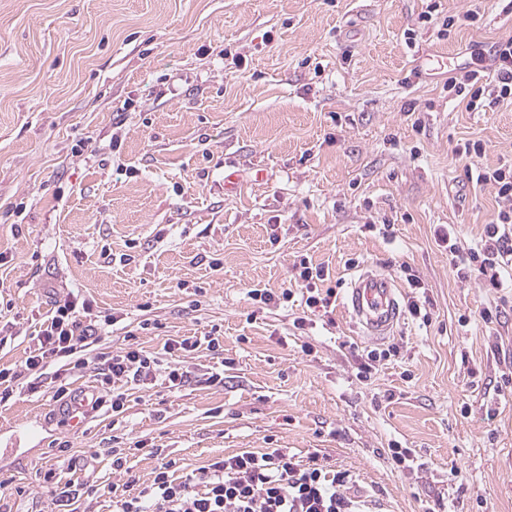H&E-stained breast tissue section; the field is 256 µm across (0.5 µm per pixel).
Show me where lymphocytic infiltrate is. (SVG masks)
Here are the masks:
<instances>
[{
    "mask_svg": "<svg viewBox=\"0 0 512 512\" xmlns=\"http://www.w3.org/2000/svg\"><path fill=\"white\" fill-rule=\"evenodd\" d=\"M476 181L493 185L498 199L497 214L486 225L479 247L463 249L458 231L451 224L438 225L435 240L447 249L458 279H467L476 272L485 287L498 289L503 272L512 267V164L477 170ZM293 271L306 308L331 307L336 290L326 284L328 268L303 257L294 262ZM89 311V304L80 302L77 295L56 297L40 326L37 348L20 364L0 368V402L13 395L18 380L35 374L47 363L65 361L67 378L84 372L92 363L100 375L98 403L110 406L113 415L118 416L125 411V386L151 384L160 355L173 358L167 378L177 388L189 380L188 372L176 362L179 353L220 349L218 338L183 336L167 339L159 355L140 347H105L90 363L81 358L82 348L88 338L106 335L116 319L108 316L102 322L87 324L83 318ZM170 468V463L161 464L152 482L135 493L122 494L117 486H110V493L119 496L118 512H367L365 501L348 491V473L328 472L317 458L302 462L278 448L266 452L245 450L218 459L182 480L173 478Z\"/></svg>",
    "mask_w": 512,
    "mask_h": 512,
    "instance_id": "obj_1",
    "label": "lymphocytic infiltrate"
}]
</instances>
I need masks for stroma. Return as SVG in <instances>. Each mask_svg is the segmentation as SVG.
Masks as SVG:
<instances>
[{
	"instance_id": "35a3bbf8",
	"label": "stroma",
	"mask_w": 512,
	"mask_h": 512,
	"mask_svg": "<svg viewBox=\"0 0 512 512\" xmlns=\"http://www.w3.org/2000/svg\"><path fill=\"white\" fill-rule=\"evenodd\" d=\"M508 37L512 0H0V367L36 348L70 289L116 317L112 348L215 336L221 351L184 366L224 373L129 389L122 418L103 408L74 431L47 367L43 392L0 403L8 512H65L44 480L62 440L61 479L94 486L91 512H115L108 487L149 484L162 459L184 477L269 448L348 472L374 512H512V270L497 291L458 280L434 239L453 224L475 246L494 218V188L465 172L512 161V99L471 112L445 75H414L431 53L480 67ZM467 139L485 148L470 161ZM302 255L338 299L299 331L300 297L258 310L249 291L294 288ZM362 266L429 298V322L360 336L343 300ZM488 305L497 323L459 326ZM391 346L359 380L362 355ZM140 440L162 457L114 467V444ZM393 441L417 469L392 466Z\"/></svg>"
}]
</instances>
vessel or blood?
I'll list each match as a JSON object with an SVG mask.
<instances>
[{
    "label": "vessel or blood",
    "mask_w": 512,
    "mask_h": 512,
    "mask_svg": "<svg viewBox=\"0 0 512 512\" xmlns=\"http://www.w3.org/2000/svg\"><path fill=\"white\" fill-rule=\"evenodd\" d=\"M401 289L390 275L374 268L362 269L350 282L346 308L362 335L379 340L394 333L402 319ZM95 398L92 387H80L63 410L71 427L81 428Z\"/></svg>",
    "instance_id": "obj_1"
}]
</instances>
